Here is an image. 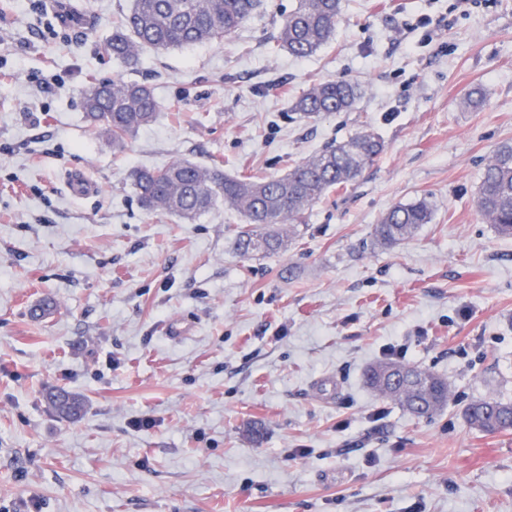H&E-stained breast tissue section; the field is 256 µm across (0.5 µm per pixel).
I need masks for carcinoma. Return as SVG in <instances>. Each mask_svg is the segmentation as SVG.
<instances>
[{"label":"carcinoma","mask_w":512,"mask_h":512,"mask_svg":"<svg viewBox=\"0 0 512 512\" xmlns=\"http://www.w3.org/2000/svg\"><path fill=\"white\" fill-rule=\"evenodd\" d=\"M262 0H131L127 12L112 29L107 51L132 65L144 46L158 52L207 43L232 35L261 6ZM340 0H295L279 25L274 40L289 54L306 58L333 37ZM358 86L344 79H325L297 97L293 110L306 119L325 113L349 111ZM86 118L121 150L127 140L150 125L160 111L152 88L140 82L98 80L82 90ZM383 150V141L361 129L343 141L327 144L320 152L279 177L250 174L230 177L217 166L176 160L162 168L132 174L140 205L161 209L192 223L220 201L241 213L248 228L235 240L244 255L276 253L287 247L304 223L307 209L328 190L342 189L359 178ZM477 206L497 233L512 237V142L501 144L485 166ZM431 202L421 197L390 208L373 225L374 245L392 248L412 238L421 225L432 222ZM367 384L395 399L407 412L430 417L448 403V382L414 364L383 361L366 372ZM54 412L74 419L84 409L83 399L65 389L47 396ZM464 418L487 433L512 430V403L485 398L469 403Z\"/></svg>","instance_id":"1"}]
</instances>
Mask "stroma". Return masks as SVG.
Wrapping results in <instances>:
<instances>
[{
    "label": "stroma",
    "mask_w": 512,
    "mask_h": 512,
    "mask_svg": "<svg viewBox=\"0 0 512 512\" xmlns=\"http://www.w3.org/2000/svg\"><path fill=\"white\" fill-rule=\"evenodd\" d=\"M341 2L308 58L273 39L294 0H263L223 42L144 48L132 68L106 52L129 0H0V512H512V430L463 416L512 402V239L477 208L512 142V0L465 17L453 0ZM423 15L450 27L428 40ZM330 78L359 85L353 110L293 112ZM103 79L160 103L120 152L82 109ZM362 128L382 155L274 254L236 251L224 205L191 224L144 210L130 178L176 159L277 177ZM78 173L96 195H69ZM422 196L432 223L373 246ZM389 345L447 380L443 410L366 386ZM51 387L83 415L58 418ZM433 216V207L427 197L397 204L380 218L378 224L373 225L372 241L378 247L392 248L412 238L422 224L432 222ZM63 394L66 400L63 402H57L55 398L57 395ZM48 403L54 412L61 418L74 419L81 415L84 409L83 399L65 389L52 391L47 396ZM464 418L473 428L487 433L512 430V403L485 398L469 403Z\"/></svg>",
    "instance_id": "1"
}]
</instances>
